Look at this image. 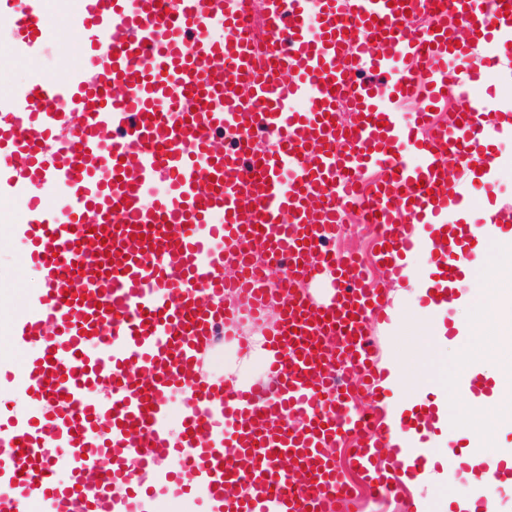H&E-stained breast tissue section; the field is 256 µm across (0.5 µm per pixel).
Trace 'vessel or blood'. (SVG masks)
I'll use <instances>...</instances> for the list:
<instances>
[{"instance_id": "1", "label": "vessel or blood", "mask_w": 512, "mask_h": 512, "mask_svg": "<svg viewBox=\"0 0 512 512\" xmlns=\"http://www.w3.org/2000/svg\"><path fill=\"white\" fill-rule=\"evenodd\" d=\"M511 1L444 0L418 28L406 16L430 0H263L270 73L243 30L252 0H83L71 28L86 63L60 81L41 65L42 0H10L11 51L37 77L0 97V190L24 215L11 285L34 272L41 286L12 316L25 362L0 369L31 405L0 411V512H155L189 495L202 512H345L353 492L331 450L351 432L369 488L398 495L395 476H371L392 430L348 410L379 387L369 323L388 290L323 244L359 212L389 279L422 249L428 301L453 298L473 236L459 216L474 192L493 201L495 145L512 135V109L483 86L512 69ZM324 276L328 302L296 292ZM234 294L256 322L278 312L271 391L199 373L219 330L238 333ZM438 420L402 426L410 477Z\"/></svg>"}]
</instances>
